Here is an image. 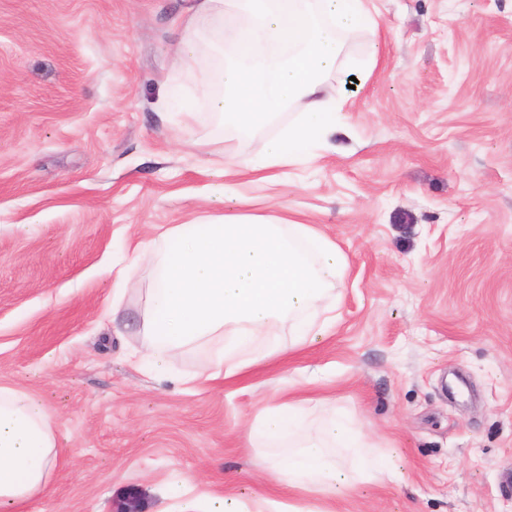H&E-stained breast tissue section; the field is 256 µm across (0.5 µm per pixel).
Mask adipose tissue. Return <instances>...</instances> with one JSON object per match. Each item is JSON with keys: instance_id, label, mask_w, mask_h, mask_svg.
I'll return each instance as SVG.
<instances>
[{"instance_id": "ef3b65f1", "label": "adipose tissue", "mask_w": 512, "mask_h": 512, "mask_svg": "<svg viewBox=\"0 0 512 512\" xmlns=\"http://www.w3.org/2000/svg\"><path fill=\"white\" fill-rule=\"evenodd\" d=\"M363 0H191L181 19L175 64L193 68L198 36L231 30L224 61L208 75L220 90L211 104L239 139L264 129L292 104L295 122L272 137L255 169L289 163L313 139L336 129V101L327 77L336 70L346 33L376 26ZM153 283L146 291L140 334L148 359L162 369L171 351L210 338L222 340L211 379H230L254 363L258 348L277 350L271 329L287 325L295 344L327 335L325 303L336 299L345 257L314 224L285 217L227 214L200 224H177L163 235ZM309 400L270 409L248 441L270 450L268 469L290 487L335 494L350 475L335 449H353L357 471L391 477L388 457L360 447L349 421L331 417L311 435ZM59 448L44 404L0 386V506L44 494Z\"/></svg>"}]
</instances>
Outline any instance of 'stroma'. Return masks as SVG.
I'll use <instances>...</instances> for the list:
<instances>
[{
    "label": "stroma",
    "instance_id": "35a3bbf8",
    "mask_svg": "<svg viewBox=\"0 0 512 512\" xmlns=\"http://www.w3.org/2000/svg\"><path fill=\"white\" fill-rule=\"evenodd\" d=\"M331 84L340 126L252 168L288 108L221 143L183 0H0V386L50 410L61 463L14 512H178L164 488L301 512H512V0H365ZM370 70L350 88L351 77ZM197 109L187 119L170 89ZM227 213L316 224L346 257L329 336L198 386L219 340L133 359L163 233ZM137 258L136 276L116 271ZM319 400L396 474L340 495L288 489L246 440L269 408Z\"/></svg>",
    "mask_w": 512,
    "mask_h": 512
}]
</instances>
